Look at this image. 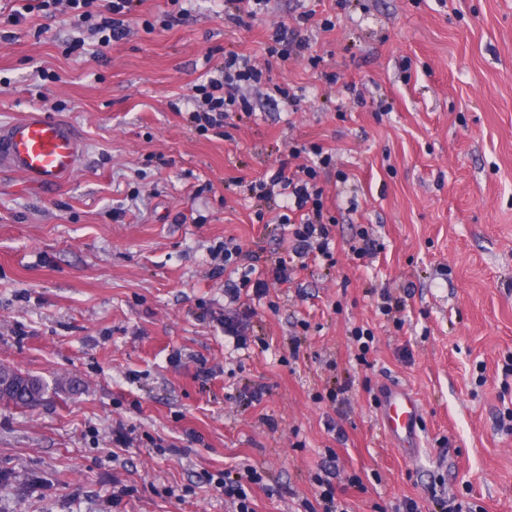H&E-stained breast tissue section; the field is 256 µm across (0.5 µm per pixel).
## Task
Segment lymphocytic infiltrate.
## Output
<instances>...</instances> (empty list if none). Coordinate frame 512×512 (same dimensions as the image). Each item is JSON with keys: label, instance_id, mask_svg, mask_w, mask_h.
I'll return each mask as SVG.
<instances>
[{"label": "lymphocytic infiltrate", "instance_id": "lymphocytic-infiltrate-1", "mask_svg": "<svg viewBox=\"0 0 512 512\" xmlns=\"http://www.w3.org/2000/svg\"><path fill=\"white\" fill-rule=\"evenodd\" d=\"M39 10H47L60 4H67L76 11L78 18L92 21V30L99 37L102 46L122 41L129 32V20L134 16L142 0H108L104 12L93 15L91 8L95 0H36ZM262 70L251 64L247 56L234 51L226 52L223 63L216 65L212 74L194 85L190 97L192 108L189 121L195 131L220 135L228 119L239 113L253 114L252 100L247 96L249 88L261 85ZM315 159L312 164L296 169L289 168L287 162H280L269 179H261L251 184L250 190L258 200L268 201L277 196H287L284 213L279 221L291 225V254L299 259L309 257L332 260L333 222L324 219L323 191L317 185L320 169L329 167L333 161L331 153L323 146L313 148ZM225 264L244 263L245 269L237 281L228 285L227 293L234 309L224 316V334L232 338L238 346H245L247 337L245 323L253 314L250 304L242 301V292H252L262 297L267 289L264 279L254 277L253 267L247 266L248 255L233 241L223 244ZM208 483L223 495L224 502L231 512H254L251 490L262 485L263 476L256 468H246L244 474L235 475L224 470L208 476Z\"/></svg>", "mask_w": 512, "mask_h": 512}]
</instances>
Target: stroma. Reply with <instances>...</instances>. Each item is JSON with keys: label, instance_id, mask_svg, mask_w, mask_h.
Instances as JSON below:
<instances>
[{"label": "stroma", "instance_id": "obj_1", "mask_svg": "<svg viewBox=\"0 0 512 512\" xmlns=\"http://www.w3.org/2000/svg\"><path fill=\"white\" fill-rule=\"evenodd\" d=\"M183 5L166 28L167 0H143L128 38L102 47L66 7L16 24L17 0H0V126L41 112L83 141L54 188L0 170V364L47 386L34 406L0 403V512H226L206 475L238 464L264 474L254 512H297L331 451L349 512L407 497L437 512L438 480L512 512V0H270L247 27L224 0ZM279 25L300 26L319 67L267 54ZM229 50L300 103L258 102L203 136L187 98ZM314 143L334 157L318 184L335 263L282 282L289 227L249 185L310 163ZM360 227L375 257L351 251ZM229 238L268 283L241 349L216 320L211 251ZM408 282L399 327L380 294ZM358 327L375 336L363 364ZM389 381L421 400L417 458L378 426Z\"/></svg>", "mask_w": 512, "mask_h": 512}]
</instances>
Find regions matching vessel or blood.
<instances>
[{"label":"vessel or blood","instance_id":"b4317fda","mask_svg":"<svg viewBox=\"0 0 512 512\" xmlns=\"http://www.w3.org/2000/svg\"><path fill=\"white\" fill-rule=\"evenodd\" d=\"M82 153V143L68 124L38 112L0 126V166L36 187L54 186L72 175ZM378 396L379 423L384 433L407 457H417L422 410L416 394L407 386L386 383Z\"/></svg>","mask_w":512,"mask_h":512}]
</instances>
